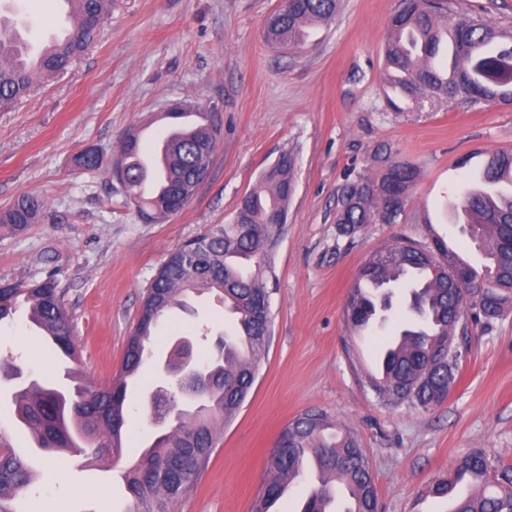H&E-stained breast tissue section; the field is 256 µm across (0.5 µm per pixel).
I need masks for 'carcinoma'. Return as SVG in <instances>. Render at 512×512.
Listing matches in <instances>:
<instances>
[{
  "label": "carcinoma",
  "instance_id": "obj_1",
  "mask_svg": "<svg viewBox=\"0 0 512 512\" xmlns=\"http://www.w3.org/2000/svg\"><path fill=\"white\" fill-rule=\"evenodd\" d=\"M79 22L68 37L31 69L22 59L25 45L16 26L0 19V105L27 94L33 83L64 71L95 39L111 0H78ZM341 0H288L271 16L265 38L281 50L303 48L305 26L328 22ZM389 79L407 96H432L455 104L512 105V30L482 15L455 9L448 0H400L389 20L385 43ZM222 129L215 118L197 130L173 131L165 138L171 157L168 184L145 196L139 186L145 171L135 160L142 154L138 131L121 141L122 170L111 174L144 219L162 222L170 217L167 200L174 192L194 196L210 166ZM377 172L358 174L341 186L336 200V233L354 235L364 224H399L403 211L390 210L391 200H408L419 178L411 164L385 150L375 155ZM85 170L100 171L103 157L96 151L80 154ZM295 157L285 151L265 170L260 187L245 193L227 224H218L196 236L206 243L203 262L207 273L192 276L183 260V247L171 251L146 289L137 324L129 337L120 375L97 387L76 385L74 395L37 379L12 395L19 425L43 450L77 448L75 427L101 461L110 462L121 449V428L127 397V378L137 374L146 358V342L168 310L184 306L190 292L206 291L224 303L233 316L234 332L224 347L207 361L205 380L184 376L175 392L157 398V411L170 412L177 399L206 386V395L192 411L183 412L170 430L154 439L139 462L123 476L134 502V512H174L206 468L219 430L238 412L250 392L271 333L272 318L260 319L255 307L270 299L268 284L276 280L272 247L288 219ZM512 185V151L489 153L480 184L462 204L467 218L462 226L483 262L460 261L442 237L433 245L399 237L374 253L359 269L345 306V323L355 333L368 330L384 290H407L406 325L380 348L379 375L364 371L359 380L384 406L430 410L446 400L448 373L458 374L463 349L472 328H489L512 311V192L500 188L504 176ZM43 199L22 195L0 214V224L23 230L39 222ZM481 284L472 301L461 300V289ZM66 289L52 278L29 284L0 283V322L13 318L21 305L38 320L56 352L76 358L74 320L65 304ZM288 450L273 449L268 457V480L254 502L253 512H270L286 487L303 476L308 460L339 477L351 494L344 512H377V489L371 466L357 435L323 413L306 412L291 420L282 432ZM37 478L0 433V512H19L17 489ZM302 512H331L338 485L317 478ZM459 481L476 492L458 500L454 512H512V466L494 462L482 448L460 457L447 474L436 479L428 493L444 498Z\"/></svg>",
  "mask_w": 512,
  "mask_h": 512
}]
</instances>
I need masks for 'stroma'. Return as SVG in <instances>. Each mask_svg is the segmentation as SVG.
Masks as SVG:
<instances>
[{"instance_id": "stroma-1", "label": "stroma", "mask_w": 512, "mask_h": 512, "mask_svg": "<svg viewBox=\"0 0 512 512\" xmlns=\"http://www.w3.org/2000/svg\"><path fill=\"white\" fill-rule=\"evenodd\" d=\"M58 0H0V14L38 42ZM281 0H112L100 34L66 73L35 82L0 108V210L19 195L42 198L39 223L0 226V282L60 281L74 315L77 372L107 385L117 374L145 289L166 256L210 225L230 222L239 198L286 150L294 151L295 190L275 248L268 352L234 418L225 424L207 469L175 512H251L265 462L284 426L308 410L353 429L372 467L378 512H448L428 485L470 449L512 464V316L474 330L456 384L429 411L391 409L364 389L355 371L378 335L395 334L404 308L396 294L387 324L351 337L344 303L360 267L404 236L425 244L438 232L461 251L455 214L474 186L477 155L512 150V105L469 108L413 99L386 78L384 42L398 0H344L328 23L310 30L303 50L282 52L264 32ZM194 101L220 113L222 135L207 178L164 223L145 222L103 171L78 167L96 148L118 152L128 130L151 122L170 129L168 107ZM418 168L405 220L336 234V199L346 179L374 167L377 148ZM223 308L198 299L157 332L128 403L135 429H122V453L105 463L68 448H35L13 417L14 372L72 387L29 329L25 312L0 322V429L43 474L20 491L24 512H127L123 471L154 433L145 409L162 386L159 368L173 342L189 338L195 361L210 340L232 331Z\"/></svg>"}]
</instances>
